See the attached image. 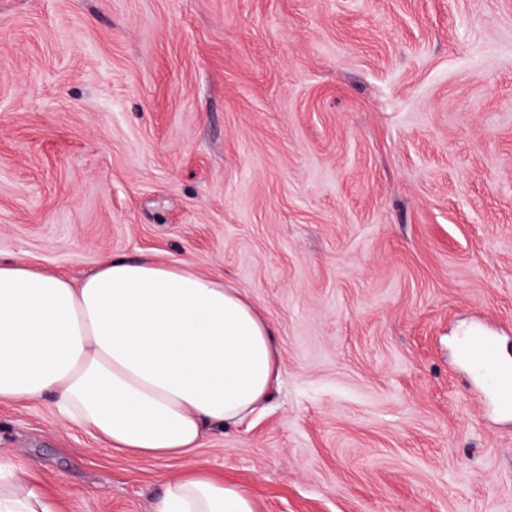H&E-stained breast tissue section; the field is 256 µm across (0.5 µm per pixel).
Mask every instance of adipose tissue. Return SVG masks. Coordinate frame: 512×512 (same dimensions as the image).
<instances>
[{
	"label": "adipose tissue",
	"mask_w": 512,
	"mask_h": 512,
	"mask_svg": "<svg viewBox=\"0 0 512 512\" xmlns=\"http://www.w3.org/2000/svg\"><path fill=\"white\" fill-rule=\"evenodd\" d=\"M281 371L246 292L189 263L116 258L77 281L0 260V401L48 398L60 423L109 447L187 459L152 512H258L193 455L262 408ZM0 512H57L1 450Z\"/></svg>",
	"instance_id": "obj_1"
}]
</instances>
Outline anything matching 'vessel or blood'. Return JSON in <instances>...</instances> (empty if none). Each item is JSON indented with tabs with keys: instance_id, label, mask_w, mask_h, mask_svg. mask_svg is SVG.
Here are the masks:
<instances>
[{
	"instance_id": "obj_1",
	"label": "vessel or blood",
	"mask_w": 512,
	"mask_h": 512,
	"mask_svg": "<svg viewBox=\"0 0 512 512\" xmlns=\"http://www.w3.org/2000/svg\"><path fill=\"white\" fill-rule=\"evenodd\" d=\"M460 357L478 372L496 413L512 421V351L501 337H470L459 347Z\"/></svg>"
}]
</instances>
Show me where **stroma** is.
Segmentation results:
<instances>
[{"instance_id":"stroma-1","label":"stroma","mask_w":512,"mask_h":512,"mask_svg":"<svg viewBox=\"0 0 512 512\" xmlns=\"http://www.w3.org/2000/svg\"><path fill=\"white\" fill-rule=\"evenodd\" d=\"M191 262L283 372L197 456L258 512H512V0H0V258ZM58 512H149L179 458L0 403ZM459 356L481 376L496 413L512 421V353L500 336H471L459 347Z\"/></svg>"}]
</instances>
